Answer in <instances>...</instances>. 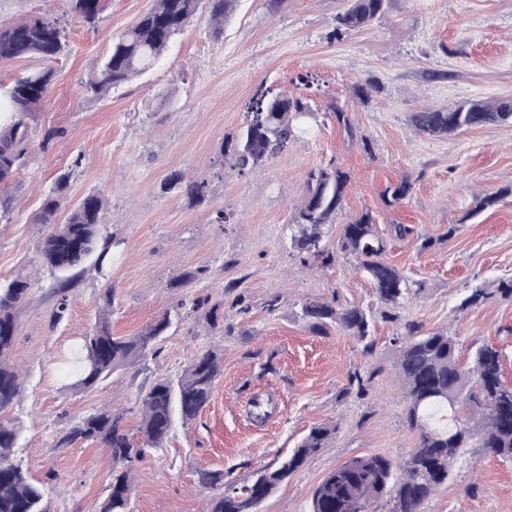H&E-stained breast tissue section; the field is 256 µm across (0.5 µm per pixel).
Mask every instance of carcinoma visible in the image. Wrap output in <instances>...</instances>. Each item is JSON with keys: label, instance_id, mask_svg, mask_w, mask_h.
Returning <instances> with one entry per match:
<instances>
[{"label": "carcinoma", "instance_id": "carcinoma-1", "mask_svg": "<svg viewBox=\"0 0 512 512\" xmlns=\"http://www.w3.org/2000/svg\"><path fill=\"white\" fill-rule=\"evenodd\" d=\"M70 12L82 22L97 23L105 0H69ZM237 0H153L137 23L112 42V49L100 63L98 73L85 82L87 92L101 97L112 88L138 76L161 60L172 38L183 31L199 10L208 13L211 33L219 37L235 11ZM346 8L336 15V26L329 38L340 40L353 31L365 30L387 13L390 0H345ZM67 46V27L58 18L29 17L20 21H0V61L38 57L56 59ZM53 71L43 69L15 81L7 91L12 112L10 121L0 125V185L7 183L20 166L30 145L26 118L47 97ZM266 120L246 124L224 136V156L244 172L278 156L298 137L309 121L317 119L310 98L275 97L265 105ZM330 117L347 136L359 143L367 155L373 154L369 136L361 133L348 111L336 105ZM415 130L428 137H444L475 127L512 123V100L492 103L467 100L451 108L439 107L415 112ZM68 176L57 179L44 196L37 223L45 226L40 255L45 266L61 274L56 284L58 309L67 307V292L80 274L85 261L95 257L98 271L112 262L111 240L99 244L100 228L108 209L100 193L85 196L74 206L65 223H56V214L65 195ZM349 173L331 160L309 171L302 203L295 209L288 231L305 268L333 265L336 256L350 255L356 268L373 283L377 297L387 311L386 318L397 320L394 311L422 286L416 285L384 260L386 241L375 230L369 211L343 224L336 245L324 242V226L335 223L344 209ZM412 184L404 178L386 186L382 200L388 207L405 201ZM29 282L16 277L0 282V512H46L42 506V484L34 481L15 448L21 428L8 416L21 391L17 369L9 363L16 333V312L26 300ZM302 318L311 330L328 335L340 329L363 344L367 353L374 344L368 340L369 319L359 306L342 307L325 301H307ZM170 315L157 319L146 330L131 337L112 335L107 318L85 336L77 357L74 386L92 389L118 368L142 361L160 336L170 327ZM396 345L395 366L405 393V416L418 440L412 448L401 476L383 455L355 456L329 473L315 489L311 512H374L372 505L387 496L391 512H423V506L448 479V469L462 448L476 441L496 456L512 461V384L502 379L501 351L482 345L472 354L471 366L463 367L457 355L458 342L446 332L422 334L415 325L392 339ZM223 373L220 356L208 350L172 380H156L142 392L139 439L125 427V413L104 408L76 421L57 445L96 441L112 457L110 492L100 512H129L132 493L130 473L141 461L146 448H159L173 428L175 419L183 424L195 420L210 402L215 381ZM337 426L312 427L291 455L273 468L256 473L251 482L228 486L209 500L206 512H256L258 504L298 471L308 458L327 446Z\"/></svg>", "mask_w": 512, "mask_h": 512}]
</instances>
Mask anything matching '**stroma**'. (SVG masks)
I'll return each instance as SVG.
<instances>
[{
	"label": "stroma",
	"mask_w": 512,
	"mask_h": 512,
	"mask_svg": "<svg viewBox=\"0 0 512 512\" xmlns=\"http://www.w3.org/2000/svg\"><path fill=\"white\" fill-rule=\"evenodd\" d=\"M152 3L109 0L90 27L71 17L69 0H0V20L60 17L68 30L50 93L27 118L28 151L0 191L12 199L0 218V280L19 275L30 283L10 357L23 373L11 410L22 428L18 455L45 483L47 512H99L112 481L108 449L90 441L62 447L59 437L103 408L125 410L127 430H136L142 392L212 349L224 372L209 404L191 423L176 424L162 448L146 450L132 472L130 512H204L212 492L200 486L201 473L224 470L247 483L312 426L334 424L326 448L257 509L310 512L316 486L349 458L380 454L400 463L417 442L393 366L391 339L404 323L457 336L465 357L496 346L512 384V298L495 292L464 303L473 286L495 291L512 279V124L429 138L411 123L428 108L512 100V0H392L372 28L340 41L329 34L344 0H287L276 12L265 0H240L223 36L213 37L207 15H197L155 68L105 98L88 95L90 73ZM367 80L375 90L364 105L353 85ZM284 96L312 98L317 122L271 161L231 168L225 134L244 125L257 99ZM337 104L370 136L372 154L329 118ZM332 159L351 184L344 212L325 227L327 244L335 245L346 220L371 211L387 239L386 260L423 285L397 320L386 319L353 258L305 270L288 239L308 172ZM174 172L207 182L209 202L192 206L182 191L165 189ZM63 174L69 182L57 222L84 196L102 193L115 246L111 266L82 275L61 311L39 256L44 227L36 217ZM404 177L412 183L407 200L385 206L384 189ZM486 192L501 198L473 213L475 196ZM394 224L411 234L390 237ZM428 238L435 246L422 249ZM191 269L199 278L173 287ZM107 287L113 335H135L165 314L174 323L146 363L118 369L90 390L68 387V355L96 325ZM240 294L249 314L233 309ZM313 300L370 310L372 354L343 331L313 333L299 316ZM214 306L224 312L215 324L206 317ZM355 375L365 395L350 391ZM424 512H512V461L464 449Z\"/></svg>",
	"instance_id": "35a3bbf8"
}]
</instances>
